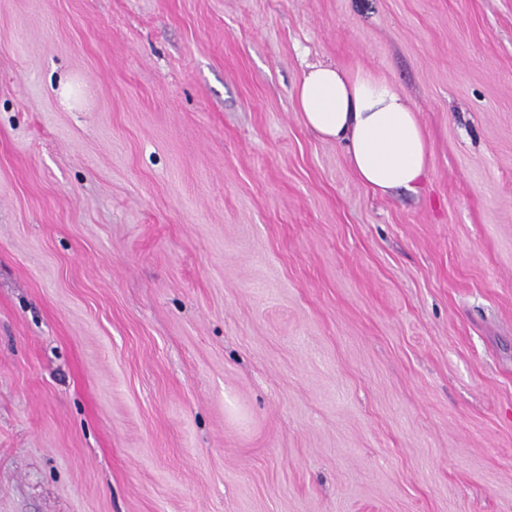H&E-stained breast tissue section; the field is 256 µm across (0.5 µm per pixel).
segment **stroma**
Segmentation results:
<instances>
[{"label":"stroma","instance_id":"1","mask_svg":"<svg viewBox=\"0 0 512 512\" xmlns=\"http://www.w3.org/2000/svg\"><path fill=\"white\" fill-rule=\"evenodd\" d=\"M0 512H512V0H0ZM296 101L306 127L345 151L359 181L373 192H415L428 166L424 128L402 92L361 69L310 65Z\"/></svg>","mask_w":512,"mask_h":512}]
</instances>
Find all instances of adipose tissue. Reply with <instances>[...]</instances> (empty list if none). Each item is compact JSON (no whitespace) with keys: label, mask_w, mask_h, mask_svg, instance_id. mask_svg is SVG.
<instances>
[{"label":"adipose tissue","mask_w":512,"mask_h":512,"mask_svg":"<svg viewBox=\"0 0 512 512\" xmlns=\"http://www.w3.org/2000/svg\"><path fill=\"white\" fill-rule=\"evenodd\" d=\"M296 101L305 126L343 147L362 184L381 195L416 191L428 166L427 137L393 83L360 69L312 65Z\"/></svg>","instance_id":"ef3b65f1"}]
</instances>
